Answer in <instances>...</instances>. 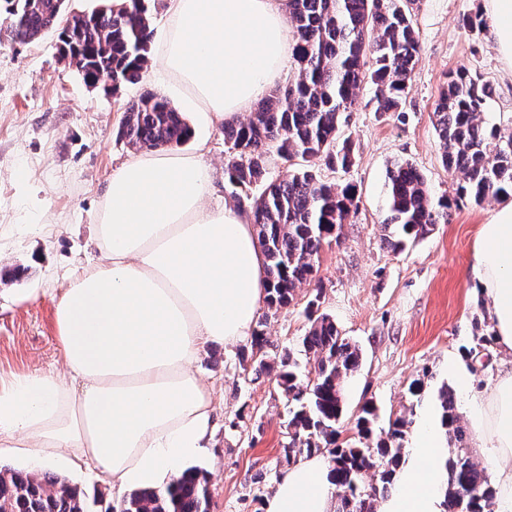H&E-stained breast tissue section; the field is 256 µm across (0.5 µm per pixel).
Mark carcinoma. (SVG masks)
Masks as SVG:
<instances>
[{"label":"carcinoma","mask_w":512,"mask_h":512,"mask_svg":"<svg viewBox=\"0 0 512 512\" xmlns=\"http://www.w3.org/2000/svg\"><path fill=\"white\" fill-rule=\"evenodd\" d=\"M12 40L28 43L57 33L60 60L83 82L112 76V89L137 84L147 69L153 36L145 0H97L90 11L72 13L69 27L60 0H0ZM296 38L291 56L294 82L271 90L246 122L224 125V145L233 154L224 168L227 181L242 189L263 184L250 198L257 243L270 283L267 306L276 311L296 300V290L311 282L324 244L337 239L357 207L350 185L321 181L316 167L347 169L352 145L339 141L356 103V91L368 79L376 86L375 111L400 112L418 61L419 39L405 0H288ZM372 67L365 69L366 58ZM490 88L466 70L449 75L437 105V131L443 164L458 175L457 198L481 203L512 193V136L480 119ZM192 130L182 113L163 96L146 92L126 104L117 136L137 150L168 148L187 142ZM277 154L286 174L264 181L266 159ZM389 206L382 220L385 241L394 252L448 223V200L430 201L424 176L408 161L388 170ZM322 289L306 302L308 328L301 347L309 369L298 370L292 351L267 354V339L257 329L250 341L254 374L266 375L285 396L288 410L287 463L303 455L327 452L336 485V512H375L377 500L393 484L405 457L403 440L414 421L397 416L388 437L375 447V408L364 405L356 419L358 442L339 441L344 416L343 386L361 364L359 348L341 335L334 320L320 311ZM440 419L454 456L448 471L449 512H493L495 489L489 474L463 453L466 431L456 412L453 391H438ZM208 474L190 469L164 490L135 491L120 512H210ZM0 512H88L80 489L48 471L0 465Z\"/></svg>","instance_id":"obj_1"}]
</instances>
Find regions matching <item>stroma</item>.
Wrapping results in <instances>:
<instances>
[{
  "mask_svg": "<svg viewBox=\"0 0 512 512\" xmlns=\"http://www.w3.org/2000/svg\"><path fill=\"white\" fill-rule=\"evenodd\" d=\"M484 0H413L420 54L403 104V116L374 111L373 84L360 86L341 138L356 151L346 170L319 168L327 183L355 186L358 206L339 241L324 246L316 282L322 310L358 345L361 365L344 393V428L361 406L378 408L376 430L389 418H420L438 404L442 385L452 384L449 360L466 363L472 389H488L512 354L491 343L477 358L466 355L475 336L490 334L489 302L470 288V259L481 224L499 204L455 201L457 178L442 163L435 106L449 73L467 70L490 85L482 114L486 125L512 133V72L505 69L485 33L465 28L467 15L483 12ZM0 17V271L24 267L23 276L0 282V373L62 367L55 324V297L68 278L96 264L92 224L103 188L132 150L118 138L121 107L147 91L167 94L154 69L119 91L87 87L58 57L55 34L20 44L4 33ZM194 134L187 152L201 151L214 170L210 205L245 201L244 192L224 179L229 157L223 128L202 113L186 111ZM411 162L423 174L432 199H450L448 221L435 225L404 251L392 252L381 225L387 207V171L394 161ZM311 286L295 302L269 314L264 332L268 352L296 346L308 322L303 315ZM249 339L211 344L195 368L215 389L217 429L209 454L197 468L210 476L212 512H264L286 466L288 402L267 379L248 381L240 365ZM420 381L419 395L409 387ZM50 471L81 488L91 512L119 507L124 495L104 485L94 470L66 461Z\"/></svg>",
  "mask_w": 512,
  "mask_h": 512,
  "instance_id": "1",
  "label": "stroma"
}]
</instances>
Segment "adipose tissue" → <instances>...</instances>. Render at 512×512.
Segmentation results:
<instances>
[{
	"instance_id": "obj_1",
	"label": "adipose tissue",
	"mask_w": 512,
	"mask_h": 512,
	"mask_svg": "<svg viewBox=\"0 0 512 512\" xmlns=\"http://www.w3.org/2000/svg\"><path fill=\"white\" fill-rule=\"evenodd\" d=\"M287 0H164L156 67L211 122L235 121L267 93L291 54ZM488 39L512 71V0H485ZM211 169L166 148L132 155L95 214L100 261L70 277L55 306L63 369L0 376V447L42 462L95 465L121 490H159L204 456L213 389L194 368L211 343L248 336L267 298L265 259L249 212L210 207ZM471 285L491 301L495 341L512 353V201L482 224ZM466 391L472 431L512 512V369ZM444 431L425 414L379 512H445ZM323 457L288 467L265 512H334Z\"/></svg>"
}]
</instances>
